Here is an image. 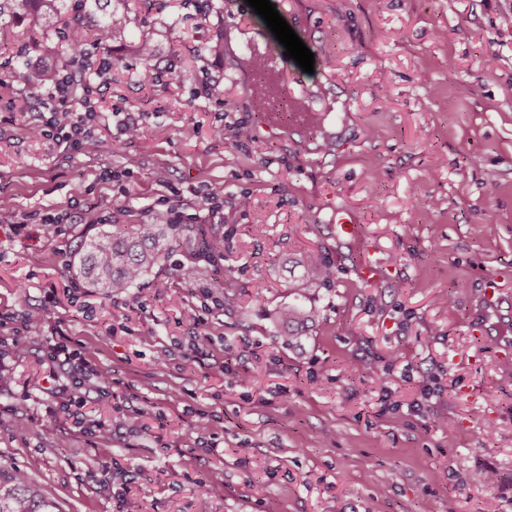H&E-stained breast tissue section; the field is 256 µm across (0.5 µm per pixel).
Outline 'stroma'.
I'll return each instance as SVG.
<instances>
[{"instance_id": "1", "label": "stroma", "mask_w": 512, "mask_h": 512, "mask_svg": "<svg viewBox=\"0 0 512 512\" xmlns=\"http://www.w3.org/2000/svg\"><path fill=\"white\" fill-rule=\"evenodd\" d=\"M241 2L131 0L117 64L101 70L104 50L86 47L73 109L95 114L90 154L35 134L48 111L21 74L43 30L0 19V338L26 348L0 364V472H24L58 512H196L201 492L209 512H512V365L497 352L512 321L482 303L490 288L512 296V0H273L315 58L310 74L288 65L322 115L314 137L262 129L239 48L280 43ZM145 37L153 87L131 50ZM218 39L220 58L207 50ZM116 110L139 121L137 140ZM216 182L220 224L192 205ZM340 208L358 238L338 235ZM171 209L175 238L220 244V305L180 279L181 249L120 294L77 278L88 236ZM57 212L74 221L51 238L41 219ZM295 253L331 285L287 344L274 317ZM367 261L386 278L363 283ZM48 303L50 324L17 333ZM55 331L111 366L107 394L82 410L110 439L66 418L44 429ZM197 348L230 372L209 374ZM481 470L495 482L472 483Z\"/></svg>"}]
</instances>
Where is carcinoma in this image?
Returning <instances> with one entry per match:
<instances>
[{"label": "carcinoma", "instance_id": "1", "mask_svg": "<svg viewBox=\"0 0 512 512\" xmlns=\"http://www.w3.org/2000/svg\"><path fill=\"white\" fill-rule=\"evenodd\" d=\"M72 7L68 0H0V17L9 15L22 24L55 23L63 15L71 17L64 27L56 28L54 34L58 44L69 43L76 35L80 40L91 36L102 40L104 51L110 54L115 47L126 41L128 25L131 22L130 0H76ZM60 67L44 68L33 66L23 76L26 84L47 83L59 74ZM172 224H133L129 227L113 225L112 230H101L88 240L80 258L82 278L94 288L108 292L125 291L147 276L155 267L163 265L169 258L172 241L169 233ZM185 249L195 256L186 283L202 289L211 297L209 267L219 253L213 245L192 240L185 242ZM295 270L288 284L290 293L298 300L279 309L277 322L288 324L280 332L281 337L291 342L296 336L293 325L315 321L319 309L306 306L300 300L307 299L315 288H323L330 282L328 270L316 263L298 256L291 260ZM0 512H53V503L31 488L28 479L18 473L7 480H0Z\"/></svg>", "mask_w": 512, "mask_h": 512}]
</instances>
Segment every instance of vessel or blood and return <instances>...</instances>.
Wrapping results in <instances>:
<instances>
[{
    "label": "vessel or blood",
    "mask_w": 512,
    "mask_h": 512,
    "mask_svg": "<svg viewBox=\"0 0 512 512\" xmlns=\"http://www.w3.org/2000/svg\"><path fill=\"white\" fill-rule=\"evenodd\" d=\"M259 68L254 69L245 88L260 102L265 126L278 128L282 119H290L295 130L306 132L314 122L312 108L299 107L282 59L272 52L258 54Z\"/></svg>",
    "instance_id": "vessel-or-blood-1"
}]
</instances>
